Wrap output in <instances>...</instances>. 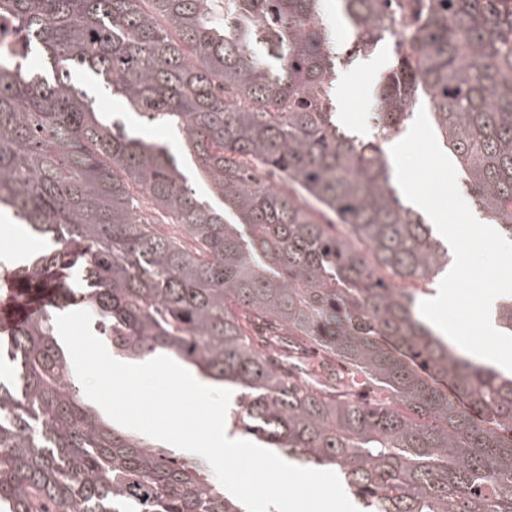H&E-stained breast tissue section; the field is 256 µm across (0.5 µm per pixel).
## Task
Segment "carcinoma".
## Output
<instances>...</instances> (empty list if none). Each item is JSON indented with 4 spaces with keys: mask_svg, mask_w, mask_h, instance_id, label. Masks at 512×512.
Here are the masks:
<instances>
[{
    "mask_svg": "<svg viewBox=\"0 0 512 512\" xmlns=\"http://www.w3.org/2000/svg\"><path fill=\"white\" fill-rule=\"evenodd\" d=\"M349 55L385 39L376 140L332 99L336 43L320 0H0V210L42 244L0 263V512H246L198 466L110 424L82 397L56 334L82 306L112 351L165 354L236 392L229 433L335 472L362 512H512V376L421 320L448 247L394 185L380 140L424 94L474 201L512 236V0H342ZM410 10L397 29V10ZM170 128L163 144L96 111L72 73ZM175 224L190 245L159 235ZM512 334V300L496 310ZM313 343L379 387L295 379L253 322Z\"/></svg>",
    "mask_w": 512,
    "mask_h": 512,
    "instance_id": "obj_1",
    "label": "carcinoma"
}]
</instances>
